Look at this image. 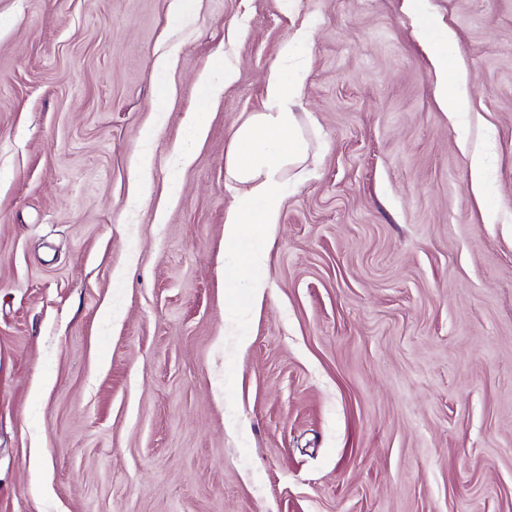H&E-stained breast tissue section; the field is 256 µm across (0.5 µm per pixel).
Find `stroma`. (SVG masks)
Instances as JSON below:
<instances>
[{
    "label": "stroma",
    "mask_w": 512,
    "mask_h": 512,
    "mask_svg": "<svg viewBox=\"0 0 512 512\" xmlns=\"http://www.w3.org/2000/svg\"><path fill=\"white\" fill-rule=\"evenodd\" d=\"M173 2L0 0V512H512V0H422L457 117L403 0ZM302 28L254 315L224 160ZM421 35L432 47L431 62L438 76L448 72L455 35L448 29H434L428 24L421 27ZM466 78L460 77L458 84L448 90V83H440L436 89V96L441 109L451 115L457 112H468L469 98L465 86ZM470 188L476 198L482 193L486 173V156L473 152L469 157Z\"/></svg>",
    "instance_id": "stroma-1"
}]
</instances>
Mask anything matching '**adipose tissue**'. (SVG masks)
Masks as SVG:
<instances>
[{
  "mask_svg": "<svg viewBox=\"0 0 512 512\" xmlns=\"http://www.w3.org/2000/svg\"><path fill=\"white\" fill-rule=\"evenodd\" d=\"M303 85L302 76L290 77L283 66H272L265 78L264 107L237 126L224 164V178L235 189L224 213V239L233 251L224 283L246 282L255 310L268 286L261 275L267 261L261 241L277 228L288 182L302 176L314 158L295 110Z\"/></svg>",
  "mask_w": 512,
  "mask_h": 512,
  "instance_id": "obj_1",
  "label": "adipose tissue"
}]
</instances>
